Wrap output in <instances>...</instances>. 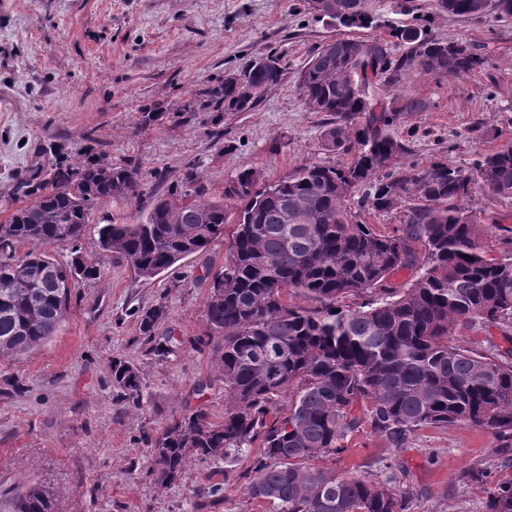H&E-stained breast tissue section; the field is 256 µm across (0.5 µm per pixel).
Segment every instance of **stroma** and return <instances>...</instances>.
Returning a JSON list of instances; mask_svg holds the SVG:
<instances>
[{
  "label": "stroma",
  "instance_id": "obj_1",
  "mask_svg": "<svg viewBox=\"0 0 512 512\" xmlns=\"http://www.w3.org/2000/svg\"><path fill=\"white\" fill-rule=\"evenodd\" d=\"M427 2L377 0L375 27L350 30L315 18L304 0H0V224L56 164L80 154L137 167L142 186L140 197L93 209L78 245L101 277L73 288L57 332L21 359L0 361V493L36 481L54 493L58 512H197L201 501L206 512H264L247 494L251 455L189 462L163 487L147 443L199 405L211 420L224 418L211 352L194 341L206 331L209 284L232 225L206 252L150 280L103 253L98 229L133 223L171 191L200 186L218 199L246 167L269 183L309 162H339L323 140L331 116L307 111L298 94L302 67L327 40L412 25L413 8ZM431 28L439 39L474 44L484 63L457 77L407 79L402 92L421 109L402 113L392 130L406 148L401 161H442L471 175L467 204L485 226L484 245L512 256V200L486 196L474 176L482 154L512 147V21L440 13ZM271 53L283 79L251 110L208 105L206 90ZM158 304L166 318L155 336L171 339L163 356L140 330L143 311ZM116 360L140 371V409L112 386ZM342 446L316 466L377 481L397 468L410 512H485L487 483L470 471L512 478L501 465L512 447L474 427H422L397 448L365 418ZM215 483L224 492L206 501Z\"/></svg>",
  "mask_w": 512,
  "mask_h": 512
}]
</instances>
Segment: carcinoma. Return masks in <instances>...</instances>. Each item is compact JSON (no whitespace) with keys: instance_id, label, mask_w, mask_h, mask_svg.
I'll return each instance as SVG.
<instances>
[{"instance_id":"carcinoma-1","label":"carcinoma","mask_w":512,"mask_h":512,"mask_svg":"<svg viewBox=\"0 0 512 512\" xmlns=\"http://www.w3.org/2000/svg\"><path fill=\"white\" fill-rule=\"evenodd\" d=\"M307 0L316 15L344 28L374 20L376 0ZM431 8L481 20L512 19V0H433ZM428 14L390 33L408 45L339 37L317 47L299 73L306 109L336 116L326 147L351 155L335 165L314 162L263 184L252 168L224 186L222 199L173 192L155 199L136 224H105L102 250L125 259L150 280L180 260L206 251L224 232L237 202L236 231L223 269L209 284L206 334L224 385V420L188 409L150 442L158 483L170 485L191 461H222L249 448L254 459L247 492L266 512H408L391 472L382 482L339 476L310 461L341 451L366 402L373 429L397 447L420 427L459 424L512 439V349L501 359L452 344L459 328L512 324V258L482 244L476 212L465 206L472 178L435 161L397 163L404 146L390 133L400 114L420 109L394 93L414 73L453 77L483 64L475 46L435 38ZM248 65L253 89L234 83L207 92L227 112H245L283 76L279 59ZM475 170L487 194L512 199V147L485 154ZM51 189L0 224V359L21 357L53 336L65 320L71 288L100 276L80 254L90 213L102 200L140 194L137 171L87 156L63 164ZM409 199L401 227L378 232L361 212H389ZM73 244L63 263L47 248ZM30 249L17 255L18 247ZM402 270L413 279L396 286ZM312 302H288L289 293ZM361 296L359 304L345 300ZM163 307H151L140 330L154 336ZM112 385L140 406L137 367L112 363ZM288 398V413L277 405ZM488 512H512V479L488 491ZM0 512H55L50 490L27 483L0 496Z\"/></svg>"}]
</instances>
